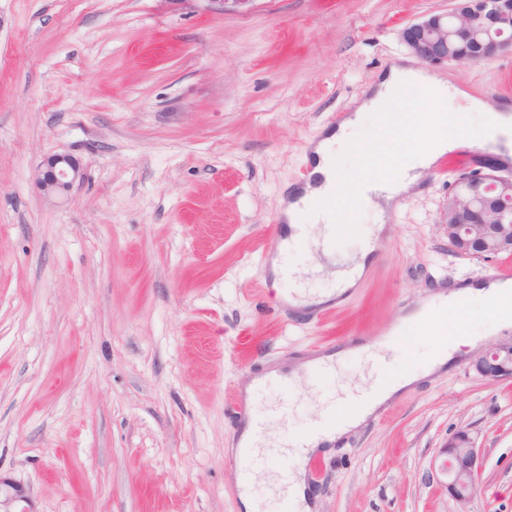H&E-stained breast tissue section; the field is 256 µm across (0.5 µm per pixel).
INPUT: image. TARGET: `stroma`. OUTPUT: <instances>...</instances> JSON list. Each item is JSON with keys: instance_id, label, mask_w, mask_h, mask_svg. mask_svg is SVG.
<instances>
[{"instance_id": "stroma-1", "label": "stroma", "mask_w": 512, "mask_h": 512, "mask_svg": "<svg viewBox=\"0 0 512 512\" xmlns=\"http://www.w3.org/2000/svg\"><path fill=\"white\" fill-rule=\"evenodd\" d=\"M457 0H0V512H241L227 465L232 396L271 367L386 337L420 296L512 269V254L449 253L440 213L458 174L492 158L470 127L404 193L355 288L304 313L275 283L279 200L309 175L307 146L392 66L401 31ZM431 75L512 109V53ZM67 154L68 198L36 179ZM372 212L336 233L344 264ZM462 355L313 454L314 512H512V379ZM309 376L290 429L319 412ZM476 440L478 489L439 481L456 431ZM274 458L260 512H294Z\"/></svg>"}]
</instances>
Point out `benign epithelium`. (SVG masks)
I'll return each instance as SVG.
<instances>
[{"label":"benign epithelium","instance_id":"7a95c632","mask_svg":"<svg viewBox=\"0 0 512 512\" xmlns=\"http://www.w3.org/2000/svg\"><path fill=\"white\" fill-rule=\"evenodd\" d=\"M458 6L411 24L403 41L426 65L480 63L498 53L512 52V0H457ZM79 163L69 155L48 156L38 183L47 195L65 196L81 180ZM448 250L458 256L488 259L512 252V175L499 174L485 163L484 170L461 174L441 213ZM488 381L512 378V338L492 344L473 363ZM440 472L448 494L468 503L477 492L480 457L474 437L459 430L442 451Z\"/></svg>","mask_w":512,"mask_h":512}]
</instances>
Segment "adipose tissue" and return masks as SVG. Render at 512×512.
Wrapping results in <instances>:
<instances>
[{"instance_id":"adipose-tissue-1","label":"adipose tissue","mask_w":512,"mask_h":512,"mask_svg":"<svg viewBox=\"0 0 512 512\" xmlns=\"http://www.w3.org/2000/svg\"><path fill=\"white\" fill-rule=\"evenodd\" d=\"M428 100L432 108L427 112L409 111V104ZM483 121L485 138L496 147L500 156H512V111L500 109L482 98L450 86L447 81L435 78L418 68L405 65L391 67L370 94L358 102L351 114L336 128L327 130L315 140L311 149L312 171L310 179L301 187L292 189L288 201L281 204V216L287 224L301 223L302 206L308 200L336 193V215L347 218L348 201L354 199L352 184L344 180V172H357L363 168L368 151L356 139V131L365 124H373L384 134L400 127L413 130L415 147L409 155L413 162L408 167L396 191L378 196L374 203L378 223L370 231L372 238H380L385 230L388 213L399 205V197L409 186L416 184L425 171L441 155L453 152L462 138L449 136V127L466 126L473 116ZM368 263L367 252L354 256L348 269L339 272L335 288L328 291L302 293L292 299V306L302 308L328 302L340 297L356 286ZM451 299L467 298L490 314L484 332L474 333L461 329L449 334L446 345L434 346L424 354L420 363L392 377L388 388L377 394L371 404L346 413L336 427L315 438L312 450L328 451L329 447L351 429L374 416L388 402L412 388L421 379L446 370L464 349L478 345L485 334L512 327V282L484 284L472 282L451 292Z\"/></svg>"}]
</instances>
